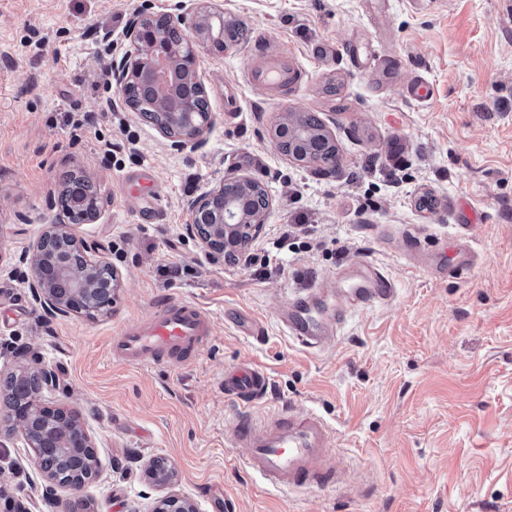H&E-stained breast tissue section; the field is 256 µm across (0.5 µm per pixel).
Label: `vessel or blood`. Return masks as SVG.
<instances>
[{
	"mask_svg": "<svg viewBox=\"0 0 512 512\" xmlns=\"http://www.w3.org/2000/svg\"><path fill=\"white\" fill-rule=\"evenodd\" d=\"M251 85L287 84L288 74L279 57L269 56L252 68ZM334 314H324L316 304L289 307L284 316L290 337L302 347L315 350L331 343L339 324L338 314L352 307L382 305L394 295L391 279L374 263L361 261L353 278L338 274ZM214 334L210 314L199 304L185 300L168 301L147 317L125 325L112 339L113 360L130 365L152 361L180 365L198 355ZM264 372L241 365L225 372L224 394L240 403L251 404L267 389ZM331 429L318 414L278 415L263 422L243 420L231 439L235 458L276 489L311 488L334 483V471L324 469Z\"/></svg>",
	"mask_w": 512,
	"mask_h": 512,
	"instance_id": "1",
	"label": "vessel or blood"
}]
</instances>
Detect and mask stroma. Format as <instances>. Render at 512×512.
I'll return each instance as SVG.
<instances>
[{
  "label": "stroma",
  "instance_id": "stroma-1",
  "mask_svg": "<svg viewBox=\"0 0 512 512\" xmlns=\"http://www.w3.org/2000/svg\"><path fill=\"white\" fill-rule=\"evenodd\" d=\"M175 2L0 0V380L53 369L48 400L80 415L97 454L95 477L48 502L0 408V512L19 496L29 512H150L170 490L197 512L215 496L224 512H512V0H215L243 36L221 53L194 42L209 119L179 148L104 78L131 49L133 13ZM269 48L299 75L289 89L245 81ZM421 78L423 102L406 94ZM287 112L319 117L339 167L281 149ZM142 165L166 191L153 212L121 183ZM75 171L104 206L67 230L122 285L103 312L55 317L22 257ZM231 174L261 182L270 203L240 263L186 229L191 200ZM412 236L433 251L468 238L473 260L413 267ZM361 259L390 277L392 301L346 313L326 351L293 342L282 310ZM170 298L214 320L197 358L113 360V336ZM241 364L270 377L247 407L224 397ZM291 410L332 428L336 485L272 489L235 459L242 419ZM157 459L170 487L145 477Z\"/></svg>",
  "mask_w": 512,
  "mask_h": 512
}]
</instances>
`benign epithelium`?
<instances>
[{"label": "benign epithelium", "instance_id": "obj_1", "mask_svg": "<svg viewBox=\"0 0 512 512\" xmlns=\"http://www.w3.org/2000/svg\"><path fill=\"white\" fill-rule=\"evenodd\" d=\"M170 26L179 30L182 41L177 45L150 25L151 17L135 13L127 26V37L132 51L120 61L112 63L106 71L116 86L136 82L155 92L158 104L171 111L176 122L191 123L196 112L189 87L199 83L196 58L192 47L195 39H204L218 51L228 49L224 42V11L217 7L197 4L192 9L178 5V12L161 14ZM279 141H288V156L301 163L323 162L336 167L340 158L336 154L327 159L312 154L311 138L299 126L296 117L285 115L275 128ZM262 184L246 176L226 177L219 186L201 194L192 204V222L187 231L208 249L213 258L242 261L248 246L263 228L269 203L258 210L247 209L250 194ZM74 207L96 220L103 208L100 194L94 195L82 185L69 186ZM64 231L62 224H50L41 235L30 258L31 284L38 300L50 312L62 316L82 313L90 306L97 308L112 305L119 286L118 278L96 285L95 297H90L82 275L75 272L71 253L50 254L44 248L46 241ZM37 390L29 398L27 407L14 413V420L22 434H39L40 443L27 442L35 454V464L44 481L43 490L50 500H56V479L53 475L56 454L66 448L73 456L83 448L94 447V442L78 414L54 404L44 397V391L56 387V373L46 367L37 368ZM155 486L171 484L173 471L162 462L146 471ZM152 512H196L193 504L176 494L159 498Z\"/></svg>", "mask_w": 512, "mask_h": 512}]
</instances>
